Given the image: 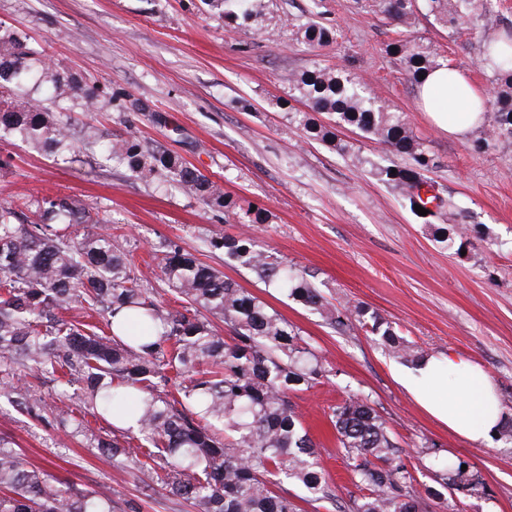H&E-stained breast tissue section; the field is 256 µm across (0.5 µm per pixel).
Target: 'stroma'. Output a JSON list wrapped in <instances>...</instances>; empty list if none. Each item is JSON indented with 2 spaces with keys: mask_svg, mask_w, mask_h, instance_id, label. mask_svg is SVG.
I'll return each instance as SVG.
<instances>
[{
  "mask_svg": "<svg viewBox=\"0 0 512 512\" xmlns=\"http://www.w3.org/2000/svg\"><path fill=\"white\" fill-rule=\"evenodd\" d=\"M316 1L319 21L337 26L340 35L311 50L282 21L307 18ZM506 19L512 21V0H492L489 12L452 34L423 8L413 32L489 94L493 72L482 66L481 49L501 35ZM0 22L25 31L32 48L84 83L110 86L148 106L132 112L113 103L94 115L97 141L82 148L94 169L90 176L0 136V159L8 162L0 169V204L50 195L98 208L112 219V235L144 286L167 304L174 295L158 259L168 243H177L266 302L321 356L322 378L290 399L336 501L307 502L292 483L297 512H349L361 495L330 420L349 392L368 397L385 421L426 512H512V442L452 435L400 383L404 362L359 322L335 330L204 243L214 232L249 234L311 274L331 302L379 312L419 355H453L482 367L512 418V144L477 153L471 139L450 138L430 123L417 86L383 53L399 38L400 25L373 0H269L249 28L225 25L200 0H0ZM315 65L352 74L404 114L438 162L428 180L457 203L459 223L485 225L487 239L462 256L456 242L434 241L400 193L370 173V165L399 163L385 145L345 130L341 136L353 149L339 153L304 138L288 106L293 91L286 76ZM131 131L144 148L161 147L242 203L266 208L268 222L240 223L169 182H144L106 161L101 141ZM21 385L32 410H17L0 393V435L10 436L30 463L66 483L108 486L125 512H193L161 487L144 486L127 463L100 461L84 437L60 428L55 412L68 399L55 382L29 374ZM454 456L469 461L482 489L445 501L426 498L436 480L433 459Z\"/></svg>",
  "mask_w": 512,
  "mask_h": 512,
  "instance_id": "stroma-1",
  "label": "stroma"
}]
</instances>
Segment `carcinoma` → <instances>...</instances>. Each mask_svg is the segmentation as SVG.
Masks as SVG:
<instances>
[{"label":"carcinoma","mask_w":512,"mask_h":512,"mask_svg":"<svg viewBox=\"0 0 512 512\" xmlns=\"http://www.w3.org/2000/svg\"><path fill=\"white\" fill-rule=\"evenodd\" d=\"M416 2L380 0L379 8L410 28ZM487 2L426 0V8L454 33L464 16ZM202 3L238 26L257 21L266 9L265 0ZM292 27L296 39L312 49L338 37L337 27L314 18ZM504 44L512 45V23L484 46L483 56L500 53ZM384 52L412 84L442 66L437 49L406 36L386 44ZM34 65L54 96L79 100L83 112H95L103 100L114 98L112 90L84 86L34 55L23 33L0 29V131L50 156L67 153L71 164L85 163L73 153V117L50 111L39 96L15 93ZM288 83L305 104L294 117L307 139L344 153L349 145L339 133L349 129L388 146L407 163L376 167L374 175L398 189L409 208L427 207L419 189L437 161L402 113L367 95L337 69H306L290 74ZM495 83L490 134L474 141L478 151L490 138L512 142L511 60L495 68ZM106 159L141 180L164 176L212 210L235 215L240 209L195 166L162 149H144L132 133L110 140ZM433 200L435 208L421 220L436 242L446 244L454 236L463 248L471 234L486 235L474 225L452 223V199ZM29 207L34 219L21 222L15 209L0 206V389L14 394L16 407L28 408V392L17 385L27 371L58 381L64 390L76 387L71 404L56 410L58 424L73 427L100 457L125 460L146 486L162 487L189 502L194 512H296L286 480L301 486L310 502L336 500L317 462L316 444L290 401V393L305 391L322 377V359L288 321L173 242L162 251L159 265L179 307L164 305L112 240L106 229L110 219L67 197L34 199ZM206 243L335 329L348 328L354 315L361 318L385 347L415 362L390 322L359 307L337 308L309 274L260 248L251 236L212 235ZM215 319L229 328V338L217 333ZM88 416L106 422L112 434L87 426ZM128 418L136 421L137 432L123 427ZM332 423L362 491L351 512H423L409 491L415 477L368 398L347 395L332 410ZM134 440L140 445L133 448ZM437 466L442 482L451 479L460 490L474 489L475 474L462 470L460 459ZM0 512L124 508L103 487L61 483L29 465L15 443L0 436Z\"/></svg>","instance_id":"cac0c4a2"}]
</instances>
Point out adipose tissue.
<instances>
[{"label":"adipose tissue","mask_w":512,"mask_h":512,"mask_svg":"<svg viewBox=\"0 0 512 512\" xmlns=\"http://www.w3.org/2000/svg\"><path fill=\"white\" fill-rule=\"evenodd\" d=\"M485 99L459 69L436 68L420 86V104L434 125L463 139L485 121L479 105ZM411 397L455 435L484 442L498 435L503 424L495 387L479 366L456 358L427 357L399 376Z\"/></svg>","instance_id":"1"}]
</instances>
